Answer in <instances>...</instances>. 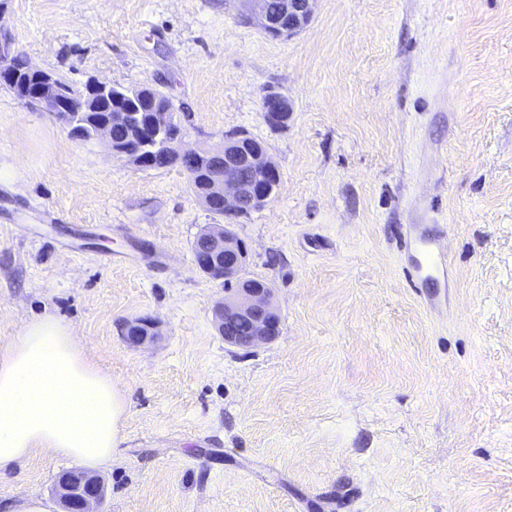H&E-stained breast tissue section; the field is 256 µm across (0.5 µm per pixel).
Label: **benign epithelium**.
<instances>
[{
	"label": "benign epithelium",
	"instance_id": "1",
	"mask_svg": "<svg viewBox=\"0 0 512 512\" xmlns=\"http://www.w3.org/2000/svg\"><path fill=\"white\" fill-rule=\"evenodd\" d=\"M260 28L269 36L289 38L304 29L312 19L314 0H246ZM18 53L7 37H0V86L16 90L20 99L39 105L62 123L73 126L76 112H105L93 138L104 143L112 154L126 160L137 169H148L152 156L132 153L116 146L112 130L133 124L135 113L130 107L112 100L114 85L94 80L78 89H66L63 78L51 69L26 65L29 77L20 76L16 69ZM264 115L277 121L290 111L288 98L269 91L262 100ZM180 119L161 124L160 153L174 160L213 157L219 173L207 185V196L201 198L206 207L217 203L226 217L245 212V205L265 206L281 182L279 168L272 163L262 146L244 148L245 134L227 135L224 145L210 150L179 149ZM205 256L195 261L196 267L211 279L225 284L226 290L214 308L217 330L224 343L243 349L269 344L279 334L280 314L274 302V289L266 282L243 276L245 245L224 225L210 224L201 236ZM158 323L138 317L125 323V339L134 346L154 341ZM55 497L61 512H102L106 498L103 480L82 469L64 472L57 480Z\"/></svg>",
	"mask_w": 512,
	"mask_h": 512
}]
</instances>
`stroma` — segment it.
<instances>
[{
	"instance_id": "stroma-1",
	"label": "stroma",
	"mask_w": 512,
	"mask_h": 512,
	"mask_svg": "<svg viewBox=\"0 0 512 512\" xmlns=\"http://www.w3.org/2000/svg\"><path fill=\"white\" fill-rule=\"evenodd\" d=\"M0 33L75 87L153 85L183 148L243 133L281 172L229 221L280 333L232 347L192 253L221 218L185 171L0 87V346L54 314L122 391L106 512H512V0H315L290 38L245 0H0ZM407 224L449 255L422 288ZM136 317L157 343L125 341ZM70 467L37 454L0 504L59 512ZM262 108L268 121H278L286 112H290L288 98L275 91H268L264 95Z\"/></svg>"
}]
</instances>
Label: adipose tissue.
Returning a JSON list of instances; mask_svg holds the SVG:
<instances>
[{
  "mask_svg": "<svg viewBox=\"0 0 512 512\" xmlns=\"http://www.w3.org/2000/svg\"><path fill=\"white\" fill-rule=\"evenodd\" d=\"M125 399L54 315L0 348V475L46 452L90 468L111 462Z\"/></svg>",
  "mask_w": 512,
  "mask_h": 512,
  "instance_id": "ef3b65f1",
  "label": "adipose tissue"
}]
</instances>
